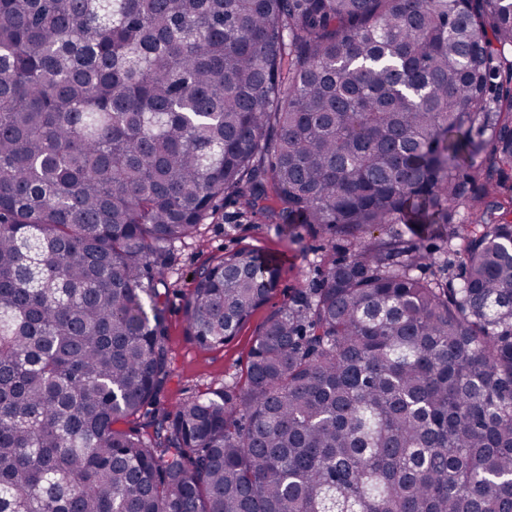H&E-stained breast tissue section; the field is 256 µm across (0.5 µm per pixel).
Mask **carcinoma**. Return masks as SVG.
<instances>
[{
	"instance_id": "1",
	"label": "carcinoma",
	"mask_w": 512,
	"mask_h": 512,
	"mask_svg": "<svg viewBox=\"0 0 512 512\" xmlns=\"http://www.w3.org/2000/svg\"><path fill=\"white\" fill-rule=\"evenodd\" d=\"M1 74L0 512H512V194L460 213L512 167V0H0ZM227 197L352 251L159 414L165 254ZM279 272L204 268L187 335Z\"/></svg>"
}]
</instances>
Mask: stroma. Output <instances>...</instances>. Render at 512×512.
Here are the masks:
<instances>
[{"instance_id": "obj_1", "label": "stroma", "mask_w": 512, "mask_h": 512, "mask_svg": "<svg viewBox=\"0 0 512 512\" xmlns=\"http://www.w3.org/2000/svg\"><path fill=\"white\" fill-rule=\"evenodd\" d=\"M251 249L280 263L278 286L270 299L256 309L237 336L224 347L204 349L186 334L184 301L193 287L191 278L225 253ZM346 255L344 247H332L325 235L302 224H269L237 202H225L212 221L201 225L196 238L175 243L166 254V273L171 283L164 298L170 346L171 376L159 399V409L172 410L188 398L234 383L245 385L249 352L266 318L300 289L320 284L323 258Z\"/></svg>"}]
</instances>
